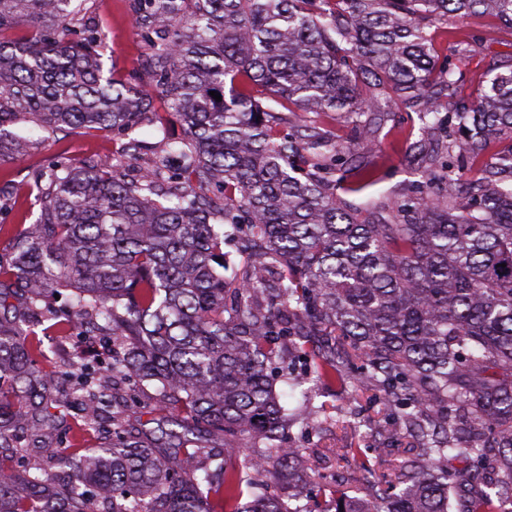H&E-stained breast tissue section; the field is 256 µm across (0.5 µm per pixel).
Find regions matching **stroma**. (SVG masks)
<instances>
[{
    "instance_id": "35a3bbf8",
    "label": "stroma",
    "mask_w": 512,
    "mask_h": 512,
    "mask_svg": "<svg viewBox=\"0 0 512 512\" xmlns=\"http://www.w3.org/2000/svg\"><path fill=\"white\" fill-rule=\"evenodd\" d=\"M83 20L95 25L106 35L103 61L117 67L127 77H135L145 52V42L136 27L130 0H88ZM480 39L481 45L464 68L463 98H471L483 86L487 72L512 57V29L488 17H471L449 22L447 33L437 35L441 47L458 40ZM420 121L417 113L406 110L392 112L377 131L362 155L373 174L374 183L358 193L347 194V201L361 206L370 201H389L405 193L410 183L421 174L407 152L408 141L418 140ZM18 131L30 135L37 145L20 162L0 163V250L39 215L31 185L48 174L52 163L62 157L84 159L114 157L121 153L125 138L112 132L74 130L44 132L21 123ZM314 406L331 409L332 421L322 433L294 426L292 445L304 449L312 464L328 475L339 492L360 498L368 497L372 478L366 472L343 461H325L322 447H336L361 440L380 448L397 451L407 447L409 440L397 422L382 419V406L372 391L355 392L349 382L324 388L311 384Z\"/></svg>"
}]
</instances>
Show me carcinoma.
Segmentation results:
<instances>
[{"label": "carcinoma", "instance_id": "cac0c4a2", "mask_svg": "<svg viewBox=\"0 0 512 512\" xmlns=\"http://www.w3.org/2000/svg\"><path fill=\"white\" fill-rule=\"evenodd\" d=\"M84 2L0 0V158L30 149L5 133L18 122L127 139L119 157L61 160L36 180L39 217L0 254V512H448L464 481L460 512H502L512 67L450 111L463 75L449 55L472 49L446 55L428 30L477 14L512 27V0H133L152 92L104 69L100 30L69 39ZM394 107L422 122L408 150L424 181L400 203L353 207L336 174L366 172L360 145ZM301 112L336 113L352 139L303 134ZM173 121L182 137L142 160L136 130ZM457 148L477 163V199L458 194ZM240 234L244 272L229 282L224 243ZM59 288L73 291L65 309L48 299ZM44 325L105 359L94 368L79 348L43 371ZM338 344L412 438L397 456L323 449L374 475L372 500L309 477L273 386L290 345L316 382L335 381ZM150 387L168 415L148 427ZM72 402L85 429L109 423L84 454L62 447Z\"/></svg>", "mask_w": 512, "mask_h": 512}]
</instances>
